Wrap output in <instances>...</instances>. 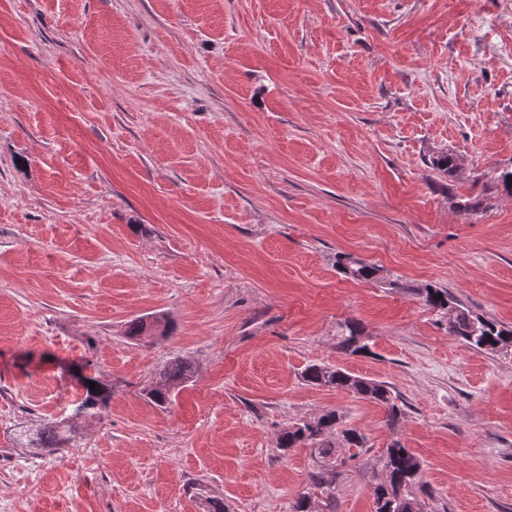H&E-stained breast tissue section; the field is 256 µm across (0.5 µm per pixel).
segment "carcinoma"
Returning a JSON list of instances; mask_svg holds the SVG:
<instances>
[{
  "mask_svg": "<svg viewBox=\"0 0 512 512\" xmlns=\"http://www.w3.org/2000/svg\"><path fill=\"white\" fill-rule=\"evenodd\" d=\"M431 166L450 176L458 174L462 160L451 153H440L430 160ZM338 270L347 279L364 282L379 279L380 269L361 260H337ZM390 286L416 295L425 305L440 314L448 311V306L458 310L453 326L448 334L454 336L471 348L479 351L497 352L512 344V329H507L497 322L473 315L461 306L448 291L427 285L423 288H410L397 281ZM171 323L161 315L149 318L137 317L127 323L125 336L132 341H140L146 336L168 334ZM338 345L341 350L351 354L369 351L368 346L360 344L359 326L354 322L345 324ZM192 365L178 359L164 369L149 389L148 396L156 405L163 407L171 402L172 391L176 386L187 382L192 377ZM303 379L319 386L346 390L354 396L383 405L388 410L387 422L390 426L398 425L401 410L394 403L389 388L382 382L352 375L342 369L323 364H311L302 372ZM96 384L90 388L87 380H82L84 396L75 408V415L100 417L111 397L110 388L102 381L92 377ZM30 444L38 448L58 450L65 445V438L54 426H49L31 440ZM365 437L353 428L345 426L343 416L331 410L312 419H303L281 432L277 449L286 455L293 448H306L313 461L314 471L310 472V488L324 490L330 487L336 469H328L326 463H334L340 455L349 453L353 459L354 448H364ZM382 478L373 487L375 512H429L426 503L418 495L420 485L421 462L419 458L400 442H393L382 454Z\"/></svg>",
  "mask_w": 512,
  "mask_h": 512,
  "instance_id": "1",
  "label": "carcinoma"
}]
</instances>
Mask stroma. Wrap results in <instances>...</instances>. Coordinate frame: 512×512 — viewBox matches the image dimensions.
I'll return each instance as SVG.
<instances>
[{"label":"stroma","mask_w":512,"mask_h":512,"mask_svg":"<svg viewBox=\"0 0 512 512\" xmlns=\"http://www.w3.org/2000/svg\"><path fill=\"white\" fill-rule=\"evenodd\" d=\"M506 169L512 0H0V512H291L312 461L277 437L328 410L366 449L314 512H375L396 440L429 512H512V349L414 294L512 328ZM156 313L168 335L125 337ZM349 321L369 353L337 348ZM313 363L386 383L399 425ZM76 367L102 417H73ZM63 420L62 450L17 439ZM348 258L337 260L338 270L347 279L364 282L377 281L380 269L373 264L361 260L348 261ZM414 294L425 302V305L444 315L448 312V323L456 315L454 308L448 309V304L458 310L453 326L448 327V334L454 336L471 348L479 351L497 352L512 344V329H507L497 322L474 316L461 306L447 290L426 285L415 289ZM442 295V298H439ZM192 369V365L183 359L174 361L159 373L154 385L149 389L147 395L150 400L160 407L170 403L172 391L192 377ZM87 380H90L96 384L95 389H91L90 385L87 384ZM82 387L85 392L81 401L75 408V415L77 416H89L101 417L103 408H105L111 397L110 388L102 381L94 377H85L82 380Z\"/></svg>","instance_id":"stroma-1"}]
</instances>
